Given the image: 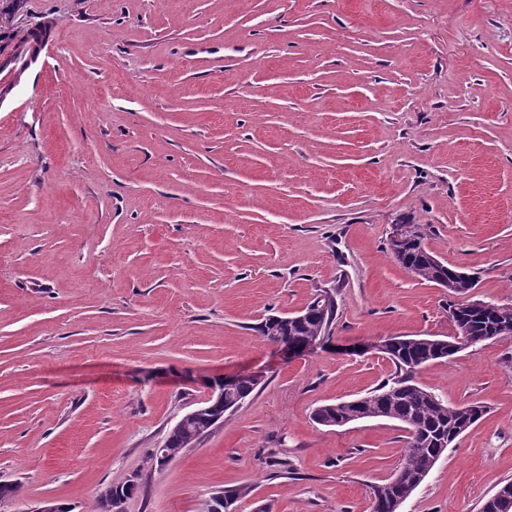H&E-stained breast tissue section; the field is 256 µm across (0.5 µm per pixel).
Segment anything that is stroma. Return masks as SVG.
<instances>
[{
	"instance_id": "obj_1",
	"label": "stroma",
	"mask_w": 512,
	"mask_h": 512,
	"mask_svg": "<svg viewBox=\"0 0 512 512\" xmlns=\"http://www.w3.org/2000/svg\"><path fill=\"white\" fill-rule=\"evenodd\" d=\"M51 30L0 102V481L17 512H370L398 423H316L394 367L373 342L454 335L446 289L389 227L512 305V0H21ZM336 295L323 346L257 330ZM354 344L364 345L351 353ZM263 385L162 470L149 456L221 375ZM417 381L483 418L402 512H480L512 480V337ZM288 468L272 475L268 449ZM415 230L416 226L414 224H393L387 248L394 260L408 273L422 280L434 283L445 272L435 263V259L438 258L425 247L422 234H418L416 241H413L404 248L396 244L403 243L411 238Z\"/></svg>"
}]
</instances>
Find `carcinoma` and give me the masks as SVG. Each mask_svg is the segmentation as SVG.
<instances>
[{"mask_svg":"<svg viewBox=\"0 0 512 512\" xmlns=\"http://www.w3.org/2000/svg\"><path fill=\"white\" fill-rule=\"evenodd\" d=\"M387 248L394 260L411 275L433 282L444 271L435 263L422 236L403 247L388 242ZM336 316V296L322 289L300 313L270 315L258 326L263 336H282L287 342L307 343L315 336L329 334ZM448 316L455 328L465 324L470 332L488 341L499 339L503 329L512 331V305L483 302V307L473 309L470 301L448 304ZM394 366V372L374 390L358 398L355 404L339 402L318 406L313 419L321 424L340 417L349 419L360 415L365 419L381 418L395 421L406 435L403 460L395 481L370 486V495L384 503L385 512H394L396 500H407L421 485L445 449L437 447V440L448 438L453 444L458 436L455 429L470 420L468 405H453L415 380V374L429 364L448 358V341L432 337H395L385 353ZM261 382L251 378L239 379L232 391L224 393V402L192 417L184 425L171 429L164 442L169 450L182 451L198 441L214 425L223 421L225 414L237 410V405L249 399Z\"/></svg>","mask_w":512,"mask_h":512,"instance_id":"1","label":"carcinoma"}]
</instances>
